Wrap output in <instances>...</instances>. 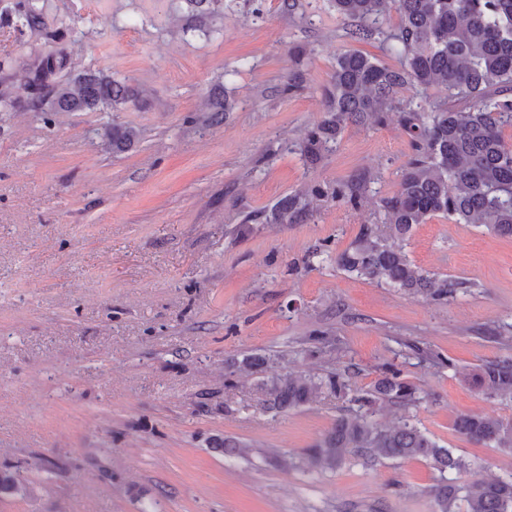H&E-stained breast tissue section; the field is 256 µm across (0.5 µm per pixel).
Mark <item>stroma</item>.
Instances as JSON below:
<instances>
[{
  "mask_svg": "<svg viewBox=\"0 0 512 512\" xmlns=\"http://www.w3.org/2000/svg\"><path fill=\"white\" fill-rule=\"evenodd\" d=\"M76 23L72 66L132 79L125 112L0 114V470L27 480L0 512H435L438 472L424 460H350L310 470L303 453L346 407L321 397L266 411L248 355L297 372L358 368L369 389L392 363L419 400L407 417L485 476L512 452L473 444L456 419L512 420L487 397L484 365L512 360V239L435 216L414 226V265L457 283L413 295L336 266L363 225L380 226L410 153L397 114L355 124L309 163L300 152L324 115L338 52L352 43L327 0H224L209 33L177 0H51ZM301 76L298 91L284 87ZM232 104L209 120V91ZM139 131L113 152L102 128ZM358 178L357 206L315 203L268 224L279 199ZM327 331L332 348L305 340ZM431 350L450 366L428 368ZM245 450L225 459L215 441Z\"/></svg>",
  "mask_w": 512,
  "mask_h": 512,
  "instance_id": "obj_1",
  "label": "stroma"
}]
</instances>
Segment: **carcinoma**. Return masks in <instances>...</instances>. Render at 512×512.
Instances as JSON below:
<instances>
[{"mask_svg":"<svg viewBox=\"0 0 512 512\" xmlns=\"http://www.w3.org/2000/svg\"><path fill=\"white\" fill-rule=\"evenodd\" d=\"M49 0H0V27L18 40L15 57H0V112H121L139 107V87L117 80L103 70L74 73L68 46L74 27L64 18L52 19ZM188 16L205 20L224 0H182ZM350 22L354 41L378 40L399 65L351 50L336 56L330 86L324 89L325 116L309 131L301 152L314 163L340 141L350 123L380 124L388 112L399 118L410 138L411 155L400 172L398 190L380 199L384 229L363 226L336 264L358 278L385 283L411 294L448 297L453 283L431 277L410 261L403 241L417 224L435 215L462 224H480L499 236L512 238V142L503 128L512 126V0H328ZM395 11L397 27L387 30L383 18ZM43 39L41 46L26 40ZM26 89L25 98L14 87ZM405 87L416 99L400 105L396 95ZM447 91L434 100L429 90ZM114 151H123L139 131L121 124L104 127ZM364 185L339 182L328 199L357 204ZM324 193L313 188L276 203L268 224L302 221L310 215L309 197ZM480 384L491 397L512 398V360L486 364ZM267 409L282 413L316 401L320 396L350 404L329 430L305 450L310 464L335 470L350 458L366 463L419 459L433 464L439 478L430 493L438 512H512V474L485 478L475 474L461 481L451 476L466 468L462 458L407 419L388 426L374 419L383 401L398 406L418 402L416 387L392 364L368 390L357 391L352 372L328 371L299 375L288 368L259 381ZM455 431L477 445L512 450V421L469 414L457 418ZM26 484L17 475L0 473V492L20 494Z\"/></svg>","mask_w":512,"mask_h":512,"instance_id":"carcinoma-1","label":"carcinoma"}]
</instances>
